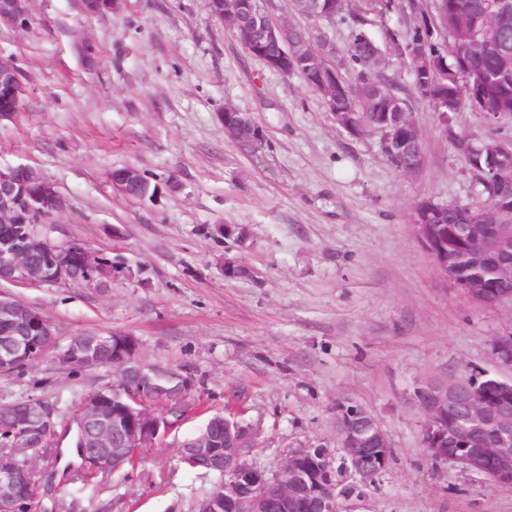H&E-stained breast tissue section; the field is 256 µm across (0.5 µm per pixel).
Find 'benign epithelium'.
I'll list each match as a JSON object with an SVG mask.
<instances>
[{
  "label": "benign epithelium",
  "mask_w": 512,
  "mask_h": 512,
  "mask_svg": "<svg viewBox=\"0 0 512 512\" xmlns=\"http://www.w3.org/2000/svg\"><path fill=\"white\" fill-rule=\"evenodd\" d=\"M34 0H0V25L16 30L28 28ZM300 13L318 22L313 48L303 53L300 45L285 42L284 26L268 20L260 0H208L213 17L230 31L242 14L254 18L259 40L275 45L279 51L263 56L269 69L284 76L302 74L301 66H316L322 99L336 97L342 89L336 60L343 50L328 35L321 23L329 24L352 11L353 0H294ZM493 27L506 31L512 27V0H497L489 15ZM408 56L426 73H442L456 67L438 54L428 55L395 43L367 57L373 72L387 67L392 56ZM25 92L16 60L0 55V93L19 100ZM385 126L402 130L405 148L423 160L419 133L412 113L397 109ZM339 127L358 134L365 130L359 112H335ZM224 136L244 139L252 151L263 150L262 126L237 107L227 104L218 113ZM485 158L496 179H512V140L491 138L475 147ZM432 202L422 199L412 214L414 235L436 265L469 300L487 306L512 305V292L498 287L512 280V224L500 222L512 214V193L495 197L483 209L485 218L448 225L441 238L435 225L426 223ZM64 203L55 185L38 170L25 166H0V283L42 285L68 281L94 286L101 278L111 279L113 269L103 255L74 244H57L37 227L61 211ZM495 268L492 280L455 277L456 264ZM85 268L88 279L72 277L74 266ZM0 374L12 373L29 360L42 357L55 341L51 320L42 312L0 290ZM112 350V385L87 394L81 401L77 423L86 430L81 448L83 468L94 473L118 469L121 462L144 448H154L174 426L168 416H179L189 384L172 367L149 364L138 355L136 338L129 333L107 336L89 334L62 353V361L73 371L94 363L95 350ZM498 360L512 366V328L494 341ZM423 415L422 440L436 464H452L497 484L512 483V380H502L482 372L464 382L441 380L425 383L414 391ZM336 449L308 445L292 449L278 469L269 473L250 463L245 449L256 436L252 424L236 415L224 417V446H219L209 428L199 430L178 446L180 461L198 464L205 460L210 468L224 474L221 492L200 499L195 512H347L344 493L336 492V466L349 462L355 468L353 480L369 485L374 473L386 469L392 455V442L369 410L357 401L342 397L336 401ZM12 434V456L27 454L40 434H54V409L41 398L32 397L13 405L8 421ZM28 488L15 469L0 459V512H17L27 500Z\"/></svg>",
  "instance_id": "7a95c632"
}]
</instances>
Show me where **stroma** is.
<instances>
[{
    "instance_id": "obj_1",
    "label": "stroma",
    "mask_w": 512,
    "mask_h": 512,
    "mask_svg": "<svg viewBox=\"0 0 512 512\" xmlns=\"http://www.w3.org/2000/svg\"><path fill=\"white\" fill-rule=\"evenodd\" d=\"M78 34L93 62L75 52ZM0 54L16 58L25 85L17 118L0 125V165L39 168L65 199L41 227L48 238L122 268L104 292L8 286L52 321L57 347L0 375V404L49 401L52 443L69 447L82 398L113 380L111 369L74 373L62 362L85 333L132 334L142 360L190 383L184 415L142 466L75 482L68 462L52 465L55 512H193L218 478L180 464L177 445L209 415L241 413L258 430L250 460L273 472L292 449L335 442L343 396L368 408L393 445L351 512H512L511 487L428 457L414 397L436 378L512 379L493 353L512 306L467 300L410 224L423 198L480 204L457 141L512 125L468 110L442 124L408 60L391 57L384 75L410 104L423 154L403 174L380 133L337 127L301 76L267 69L207 0H122L94 16L76 15L70 0H36L28 30L0 26ZM227 104L263 125L258 155L225 139ZM121 166L163 185L161 196L115 192L110 172ZM223 224L246 225L247 240L224 239ZM230 258L246 276L225 278Z\"/></svg>"
}]
</instances>
